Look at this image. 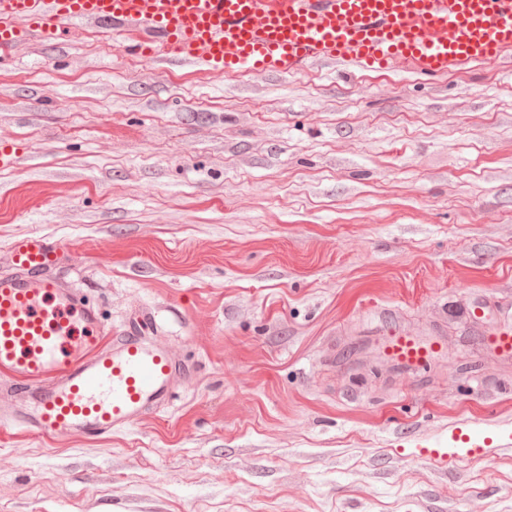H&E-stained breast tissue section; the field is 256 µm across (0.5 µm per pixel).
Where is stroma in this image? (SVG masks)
Here are the masks:
<instances>
[{
  "label": "stroma",
  "instance_id": "35a3bbf8",
  "mask_svg": "<svg viewBox=\"0 0 512 512\" xmlns=\"http://www.w3.org/2000/svg\"><path fill=\"white\" fill-rule=\"evenodd\" d=\"M0 67V272L69 247L103 323L158 316L192 369L98 437L0 430V512H512V448L441 469L403 438L512 428V360L473 301L512 307V61L424 79L316 65L144 69L105 27ZM445 337L401 374L379 328ZM36 148L28 143L0 138V167H15L20 158ZM484 348L490 354L512 357V328L492 331L484 340Z\"/></svg>",
  "mask_w": 512,
  "mask_h": 512
}]
</instances>
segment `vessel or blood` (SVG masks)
Listing matches in <instances>:
<instances>
[{
  "label": "vessel or blood",
  "mask_w": 512,
  "mask_h": 512,
  "mask_svg": "<svg viewBox=\"0 0 512 512\" xmlns=\"http://www.w3.org/2000/svg\"><path fill=\"white\" fill-rule=\"evenodd\" d=\"M76 22L105 23L122 56L193 63L201 76L299 72L351 60L364 68L434 77L512 58V0H0V49L36 39L61 43ZM30 143L0 139V167ZM12 271L0 273V395L28 432L96 435L128 428L165 406L191 371L160 334L134 316L110 336L99 310L59 276L74 257L39 234L15 240ZM488 353L512 357V328L486 337ZM440 337L393 332L382 356L413 372L439 359ZM476 434L417 444L424 463L487 459Z\"/></svg>",
  "instance_id": "obj_1"
}]
</instances>
